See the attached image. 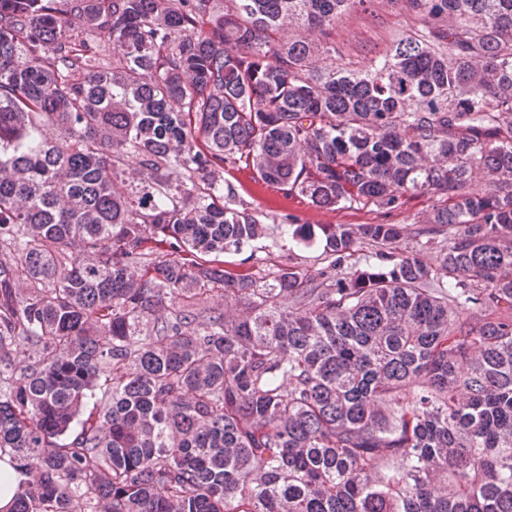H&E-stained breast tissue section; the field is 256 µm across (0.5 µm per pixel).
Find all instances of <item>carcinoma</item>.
Segmentation results:
<instances>
[{"label": "carcinoma", "instance_id": "carcinoma-1", "mask_svg": "<svg viewBox=\"0 0 512 512\" xmlns=\"http://www.w3.org/2000/svg\"><path fill=\"white\" fill-rule=\"evenodd\" d=\"M229 170L378 219L226 268ZM5 454L9 512H512V0H0ZM396 20L390 11L358 12L336 28V41L354 55L371 54L380 35L396 26ZM25 476L9 464L0 462V507L5 508L12 500L19 484Z\"/></svg>", "mask_w": 512, "mask_h": 512}]
</instances>
